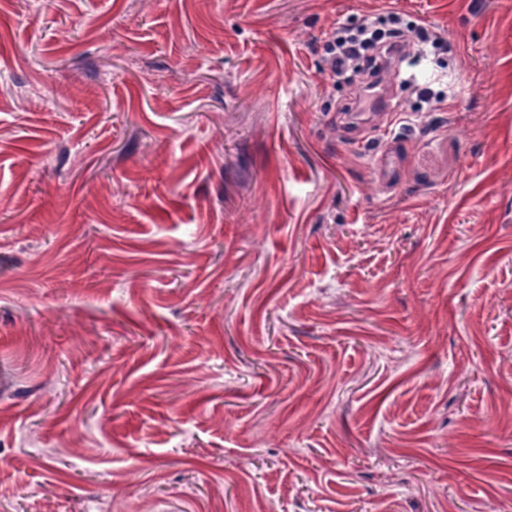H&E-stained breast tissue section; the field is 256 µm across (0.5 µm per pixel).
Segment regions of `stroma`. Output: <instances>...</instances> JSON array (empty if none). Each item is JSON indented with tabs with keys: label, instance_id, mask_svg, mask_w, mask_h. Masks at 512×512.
Instances as JSON below:
<instances>
[{
	"label": "stroma",
	"instance_id": "35a3bbf8",
	"mask_svg": "<svg viewBox=\"0 0 512 512\" xmlns=\"http://www.w3.org/2000/svg\"><path fill=\"white\" fill-rule=\"evenodd\" d=\"M0 512H512V0H0ZM348 26H339L335 27L329 33L326 34L323 49L325 53L331 55V67L330 72L328 74V79L332 86H336V81L340 80L341 77L346 73V62L348 59V55L345 54H336V40L339 38V35L345 32ZM349 37L356 39L359 53L364 56L375 53L380 44L389 39V32L384 28L369 27L362 33L353 32Z\"/></svg>",
	"mask_w": 512,
	"mask_h": 512
}]
</instances>
